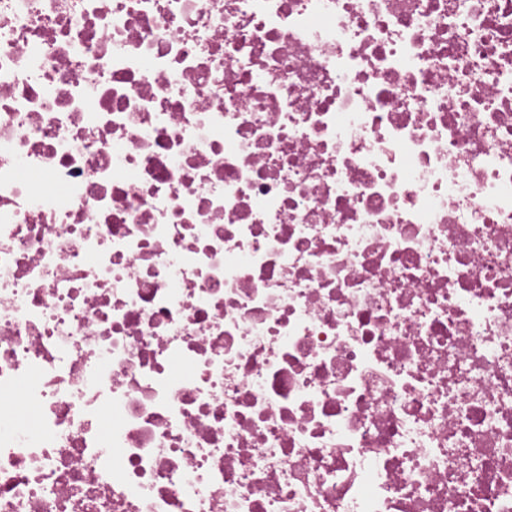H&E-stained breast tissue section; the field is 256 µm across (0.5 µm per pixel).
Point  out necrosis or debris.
<instances>
[{"mask_svg": "<svg viewBox=\"0 0 512 512\" xmlns=\"http://www.w3.org/2000/svg\"><path fill=\"white\" fill-rule=\"evenodd\" d=\"M0 512H512V0H0Z\"/></svg>", "mask_w": 512, "mask_h": 512, "instance_id": "necrosis-or-debris-1", "label": "necrosis or debris"}]
</instances>
